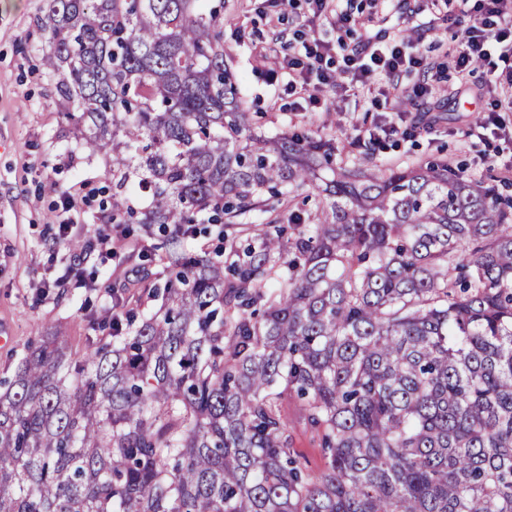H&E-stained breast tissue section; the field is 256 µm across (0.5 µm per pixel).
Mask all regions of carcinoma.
<instances>
[{"label": "carcinoma", "instance_id": "cac0c4a2", "mask_svg": "<svg viewBox=\"0 0 512 512\" xmlns=\"http://www.w3.org/2000/svg\"><path fill=\"white\" fill-rule=\"evenodd\" d=\"M42 27L64 114L92 123L76 148L112 145V223L159 226L176 263L156 312L130 292L148 272L112 290L95 329L120 343L74 361L58 329L0 382V512H512V198L256 133L222 3L46 0ZM268 197L288 240L185 252L197 216L222 242ZM282 410L288 420L291 448L306 460L313 472L320 471L324 466L325 458L317 436L304 419L301 403L296 399L288 398L283 402Z\"/></svg>", "mask_w": 512, "mask_h": 512}]
</instances>
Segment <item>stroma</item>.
Returning <instances> with one entry per match:
<instances>
[{
    "label": "stroma",
    "instance_id": "stroma-1",
    "mask_svg": "<svg viewBox=\"0 0 512 512\" xmlns=\"http://www.w3.org/2000/svg\"><path fill=\"white\" fill-rule=\"evenodd\" d=\"M337 7L353 18L349 42L413 35L424 68H442V75L428 82L424 97L402 96L377 111L370 102L386 85L378 75L363 84L324 88V107L295 110L298 96L288 90L277 60L285 43H300L314 33L335 39L330 20L314 18L311 0L281 5L275 0H224V63L238 80L255 132L316 133L333 141L338 156L364 167H406L438 157L466 178L492 179L503 193L512 192V166L500 154L504 133L512 132V112L502 113L499 126L489 127L484 137L469 133L495 93L485 66L461 76L449 65L458 50L455 31L466 21L457 5L339 0ZM44 8L45 0H0V334L7 338L0 345V377L11 375L32 341L58 329L68 336L73 358H81L90 306L111 304L110 287L136 280L145 250L162 245L161 235L146 236L133 224L115 241L113 252L97 246L80 255L68 247L71 238H94L109 230L103 216L112 210V152L89 157L74 147L76 130L63 115L56 79L44 65L50 50L41 26ZM402 111L430 113L433 125L406 139L386 138L373 152L359 147L361 130L384 118L396 120ZM82 184L94 188V197L64 209L62 195ZM62 224L68 227L63 238L58 235ZM73 263L97 279L98 292L72 289L59 298L57 280ZM282 410L292 448L312 471H320L325 458L300 402L285 400Z\"/></svg>",
    "mask_w": 512,
    "mask_h": 512
}]
</instances>
